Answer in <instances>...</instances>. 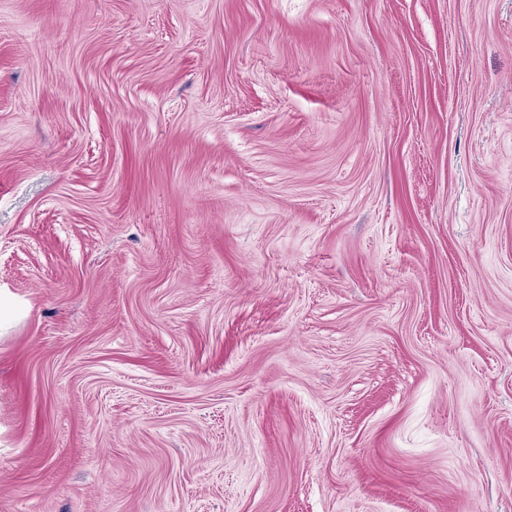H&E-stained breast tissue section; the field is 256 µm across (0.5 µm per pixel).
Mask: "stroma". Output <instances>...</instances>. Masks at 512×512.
<instances>
[{
	"instance_id": "stroma-1",
	"label": "stroma",
	"mask_w": 512,
	"mask_h": 512,
	"mask_svg": "<svg viewBox=\"0 0 512 512\" xmlns=\"http://www.w3.org/2000/svg\"><path fill=\"white\" fill-rule=\"evenodd\" d=\"M0 512H512V0H0ZM25 305L8 288L0 289V328L25 315Z\"/></svg>"
}]
</instances>
